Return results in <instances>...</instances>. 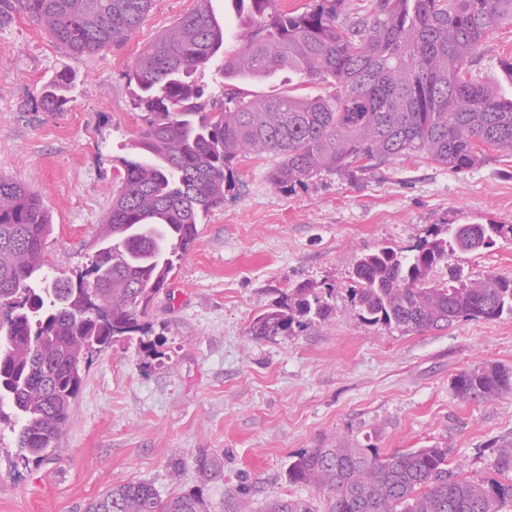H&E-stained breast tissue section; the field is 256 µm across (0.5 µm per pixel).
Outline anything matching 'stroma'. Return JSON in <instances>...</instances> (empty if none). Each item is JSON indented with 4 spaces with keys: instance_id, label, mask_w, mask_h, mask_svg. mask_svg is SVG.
<instances>
[{
    "instance_id": "35a3bbf8",
    "label": "stroma",
    "mask_w": 512,
    "mask_h": 512,
    "mask_svg": "<svg viewBox=\"0 0 512 512\" xmlns=\"http://www.w3.org/2000/svg\"><path fill=\"white\" fill-rule=\"evenodd\" d=\"M194 0H154L122 50L74 56L26 15L0 26V176L36 191L54 224L46 268L85 269L112 196L117 157L143 126L128 72L142 48L190 11ZM512 28L497 29L470 66L512 97ZM72 80L67 111L39 105L57 73ZM249 97L322 85L281 71L244 81ZM273 154L249 156L238 183L199 224L191 254L145 318L144 343L119 342L93 357L55 450L23 458L0 423V512H85L113 484L151 483L161 497L201 488L210 512L246 495L252 512L274 498L323 495L288 482L299 452L346 440L381 453L449 448L465 476H493L494 450L512 440V395L460 398L454 377L482 362L512 367V315L463 320L404 334L353 312L348 290L357 258L385 245L412 249L447 224H512V156L492 150L455 171L396 158L368 169L323 173L293 190L275 188ZM512 277V241L456 253L435 275ZM310 282L332 293L334 315L288 336L250 333L282 291ZM222 458L224 476L199 486V451Z\"/></svg>"
}]
</instances>
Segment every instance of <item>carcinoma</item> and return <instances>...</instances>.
I'll return each mask as SVG.
<instances>
[{"mask_svg":"<svg viewBox=\"0 0 512 512\" xmlns=\"http://www.w3.org/2000/svg\"><path fill=\"white\" fill-rule=\"evenodd\" d=\"M153 0H0V25L25 13L72 55L119 50ZM241 25L237 48L211 0L194 8L138 56L128 73L143 129L120 164V187L90 267L76 277L44 272L53 224L40 197L0 176V418L12 413L22 457L42 458L63 433L93 356L144 333L145 317L176 261L195 246L200 220L236 187L238 164L273 153L270 173L292 189L323 172H346L399 157L453 170L483 161L486 149L512 152V100L472 79L486 39L512 25V0H313L290 11L280 0H232ZM221 61L228 83L216 103L196 74ZM288 70L329 83L327 96L252 99L232 81ZM70 78L44 85L40 104L64 112ZM512 240V224H450L410 251L382 246L361 255L351 274L357 317L402 333L445 330L460 320L512 314V278L441 285L433 269L448 251L477 252ZM328 291L300 283L255 317L254 336L290 335L328 322ZM457 395L490 401L512 395V369L483 362L453 379ZM201 480L223 476L224 462L201 453ZM497 476L455 471L446 448H314L295 456L288 482L326 496L327 512H499L512 502V440L499 445ZM86 512H208L193 490L162 498L144 481H121ZM268 512H312L275 498Z\"/></svg>","mask_w":512,"mask_h":512,"instance_id":"1","label":"carcinoma"}]
</instances>
